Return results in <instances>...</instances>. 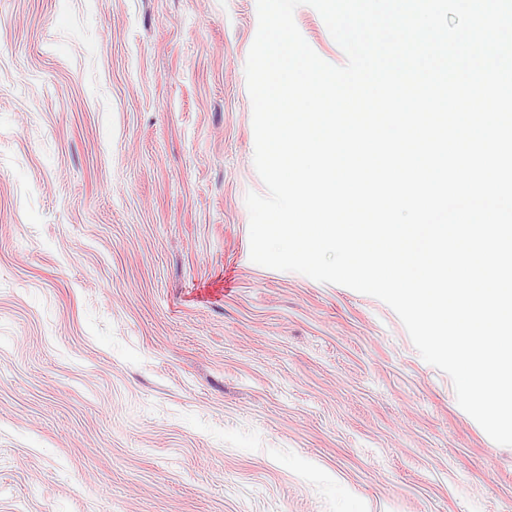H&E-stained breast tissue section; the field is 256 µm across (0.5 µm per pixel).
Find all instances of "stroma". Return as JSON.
<instances>
[{
	"label": "stroma",
	"mask_w": 512,
	"mask_h": 512,
	"mask_svg": "<svg viewBox=\"0 0 512 512\" xmlns=\"http://www.w3.org/2000/svg\"><path fill=\"white\" fill-rule=\"evenodd\" d=\"M257 26L0 0V512H512V446L387 304L251 261Z\"/></svg>",
	"instance_id": "obj_1"
}]
</instances>
